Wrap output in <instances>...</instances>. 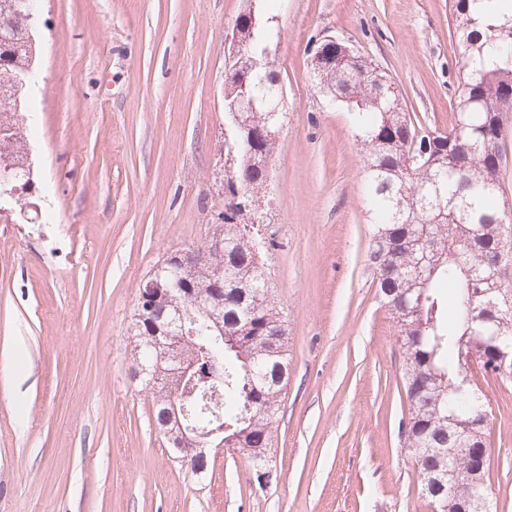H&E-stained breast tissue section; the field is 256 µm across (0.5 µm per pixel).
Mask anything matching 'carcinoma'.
<instances>
[{
	"label": "carcinoma",
	"mask_w": 512,
	"mask_h": 512,
	"mask_svg": "<svg viewBox=\"0 0 512 512\" xmlns=\"http://www.w3.org/2000/svg\"><path fill=\"white\" fill-rule=\"evenodd\" d=\"M484 0H453L456 41L465 64L461 70L458 112L442 132L447 150L435 158L426 153L431 127L406 112L399 93L377 99L370 77L372 62L360 56L336 60L313 73L316 86L347 94L346 105L356 140L364 152L367 204L374 225L369 261L373 283L394 314L404 350L403 387L408 414L402 438L411 450L421 496L433 512H496L489 495V464L478 466L487 453L488 400L479 384L460 387L461 375L479 369L483 378L512 370V356L498 357L501 324L512 325V307L484 294L487 285L470 275L474 269L502 278L512 261V238L505 235L506 202L500 186L501 145L512 128V9L485 19L465 4ZM36 0H0V25L17 38L9 61L0 65V117L17 113V80L30 67L37 47L24 41L33 31ZM247 42L231 76L224 77L226 96H237L239 79L248 81L257 99L250 113L253 129L281 126L280 115L264 103L279 98L278 75L256 67L272 36L260 22L251 27L240 18ZM498 59L489 68L472 62L486 48ZM252 145L240 144L235 177L243 187L249 210L260 212L264 176L246 158ZM28 148L19 120L0 137V161L14 163L12 185L28 188ZM430 241L429 260L418 267L412 248L420 237ZM275 247L255 237L238 215L224 217V252L207 253L194 270L201 290L210 288V274L224 267V337L208 329L200 310L188 322L193 330L186 352L193 369L182 381L186 423L199 429L224 428V441L249 448L272 445L273 423L288 385V342L280 354H269V329L279 324L288 332L258 258ZM258 290L262 302L245 313L244 294Z\"/></svg>",
	"instance_id": "1"
}]
</instances>
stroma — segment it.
<instances>
[{
	"label": "stroma",
	"mask_w": 512,
	"mask_h": 512,
	"mask_svg": "<svg viewBox=\"0 0 512 512\" xmlns=\"http://www.w3.org/2000/svg\"><path fill=\"white\" fill-rule=\"evenodd\" d=\"M269 18L287 118L259 230L288 322V386L260 485L201 476L132 373L139 288L224 209V35ZM23 96L33 184L0 212V512H432L400 436L403 350L368 261L364 162L310 74L335 38L444 130L461 51L448 0H38ZM492 497L512 512V372L490 380Z\"/></svg>",
	"instance_id": "1"
}]
</instances>
